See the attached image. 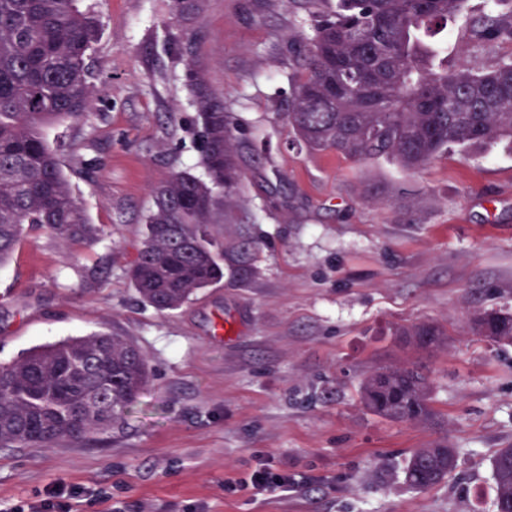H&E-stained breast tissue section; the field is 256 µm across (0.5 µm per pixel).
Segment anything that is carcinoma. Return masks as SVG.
I'll use <instances>...</instances> for the list:
<instances>
[{
	"label": "carcinoma",
	"instance_id": "carcinoma-1",
	"mask_svg": "<svg viewBox=\"0 0 512 512\" xmlns=\"http://www.w3.org/2000/svg\"><path fill=\"white\" fill-rule=\"evenodd\" d=\"M307 0L312 34L293 45L304 77L286 108L306 148L353 160L393 162L415 171L450 150L512 143V57L474 72L437 60L427 40L448 18H464L476 39L512 42V0H491L468 17L467 0ZM102 33L100 16L78 0H0V266L25 229L43 227L62 243L97 234L73 192L44 129L81 119L96 91L89 60ZM186 77L199 104L206 178L171 172L152 189L145 238L129 276L140 299L158 311L182 307L224 278L208 225L231 214L240 171L233 123L222 95L194 60ZM479 336L512 343V313L483 310L470 319ZM416 352L442 346L448 331L434 322L394 327ZM385 377L387 388L373 384ZM149 382L147 361L123 336L99 332L37 347L0 366V446L57 444L112 429ZM361 405L386 420L429 425L431 386L422 367L394 360L358 388ZM445 441L416 449L406 479L426 489L448 476ZM498 512H512V448L492 458Z\"/></svg>",
	"mask_w": 512,
	"mask_h": 512
}]
</instances>
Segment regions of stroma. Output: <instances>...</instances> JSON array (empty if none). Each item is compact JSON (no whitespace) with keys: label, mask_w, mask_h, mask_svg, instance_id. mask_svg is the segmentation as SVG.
Instances as JSON below:
<instances>
[{"label":"stroma","mask_w":512,"mask_h":512,"mask_svg":"<svg viewBox=\"0 0 512 512\" xmlns=\"http://www.w3.org/2000/svg\"><path fill=\"white\" fill-rule=\"evenodd\" d=\"M100 15L90 59L98 98L46 131L98 229L93 243L27 232L0 266V366L70 337L132 339L150 382L111 431L62 446L0 447V512H496L492 457L512 447V344L476 336L479 310L512 312V143L411 172L301 146L281 113L301 79L291 46L300 0H81ZM449 67L512 55L462 21L436 36ZM192 42L234 123L242 185L234 219L211 225L224 278L173 311L143 303L128 267L151 188L201 172L198 103L173 44ZM225 334H212L216 321ZM433 321L447 345L421 356L434 425L393 423L357 390L401 356L390 328ZM456 455L439 484L405 479L411 452ZM263 461L289 490H230Z\"/></svg>","instance_id":"obj_1"}]
</instances>
